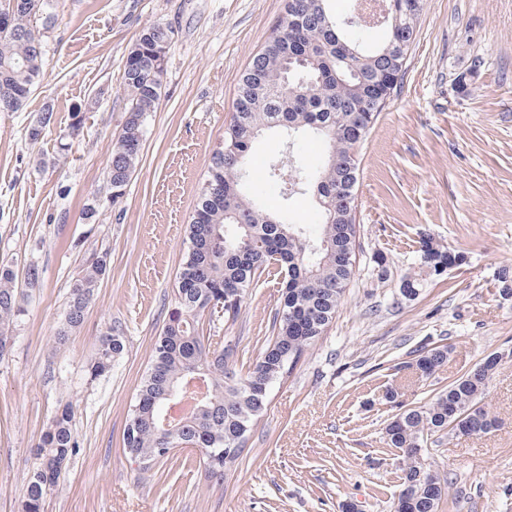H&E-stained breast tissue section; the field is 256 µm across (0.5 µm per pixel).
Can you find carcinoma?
Instances as JSON below:
<instances>
[{
	"mask_svg": "<svg viewBox=\"0 0 512 512\" xmlns=\"http://www.w3.org/2000/svg\"><path fill=\"white\" fill-rule=\"evenodd\" d=\"M331 0H284V13L272 35L240 75L235 112L224 126V145L213 150L208 175L188 224L189 248L177 277L175 308L157 337L150 367L123 433V448L144 469L174 457L167 437L175 434L178 449L194 448L208 474L222 476L235 462L224 461V449L239 442L241 456L248 434L268 405L270 387L289 374L304 352L325 332L354 276L357 253L347 256V231L359 238L356 224L357 151L402 79L408 46L415 39L420 11L411 0H383L390 12L380 25L381 39L364 45L357 16L339 21ZM54 17V0H25L13 17L14 32L0 33V89L13 93L11 111L20 109L43 65L45 18ZM173 32L160 24L146 27L128 53L124 85L127 99L121 131L112 144L107 166L108 197H121L135 172L149 113L162 93L165 59ZM48 105L28 138L37 141L52 120ZM297 135L311 132L324 144L318 168L274 160L268 177L280 178L290 168L289 184L310 188L321 208V230L312 235L305 224L274 216L247 191L241 171L257 139L267 130ZM465 263L427 238L421 242L417 273L403 279L400 295L415 299L424 283ZM107 270L103 253L87 258L73 282L61 336L79 327L89 301ZM279 275L284 289L280 307L252 369L237 372V342L211 347L200 334L198 317L228 295L245 297L263 276ZM499 295L512 296V266L496 275ZM18 275L0 264V357L9 331L23 314ZM124 349L118 335L100 340L91 375L101 376ZM446 345L423 344L409 352L406 366L429 377L448 362ZM502 361L492 352L482 362L436 392L422 405L399 409L385 426L386 445L402 453L400 490L393 512H438L448 483L423 465L415 449L443 434L483 436L496 431L498 418L483 402L488 383ZM199 377L205 396L190 416L167 417L172 398H180ZM73 407L64 403L35 450L26 479L23 512H41L47 492L58 483L79 444Z\"/></svg>",
	"mask_w": 512,
	"mask_h": 512,
	"instance_id": "cac0c4a2",
	"label": "carcinoma"
}]
</instances>
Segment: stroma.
<instances>
[{
    "mask_svg": "<svg viewBox=\"0 0 512 512\" xmlns=\"http://www.w3.org/2000/svg\"><path fill=\"white\" fill-rule=\"evenodd\" d=\"M45 65L26 105L0 112V261L42 268L0 357V512H22L26 476L60 402L74 406L80 450L42 512H391L402 459L385 447L386 398L428 401L492 352L505 358L485 402L502 422L482 438L443 437L424 455L448 482L439 512H512V301L495 279L512 265V0H423L403 80L358 150V269L332 323L270 391L236 470L207 477L198 451L151 469L123 451V430L174 307L186 227L224 138L238 81L283 13V0H57ZM174 35L159 104L149 114L125 193L103 195L124 120V65L142 30ZM54 121L28 128L45 105ZM84 113L75 125L74 113ZM322 143L264 134L248 157L260 198L292 222L315 225L308 194L264 180L271 160L317 165ZM432 237L466 262L428 280L412 301L399 286ZM107 271L82 326L58 343L66 304L92 252ZM259 282L233 328L247 372L280 302ZM122 337L111 370L89 365L105 332ZM448 346L429 377L405 368L409 349Z\"/></svg>",
    "mask_w": 512,
    "mask_h": 512,
    "instance_id": "stroma-1",
    "label": "stroma"
}]
</instances>
